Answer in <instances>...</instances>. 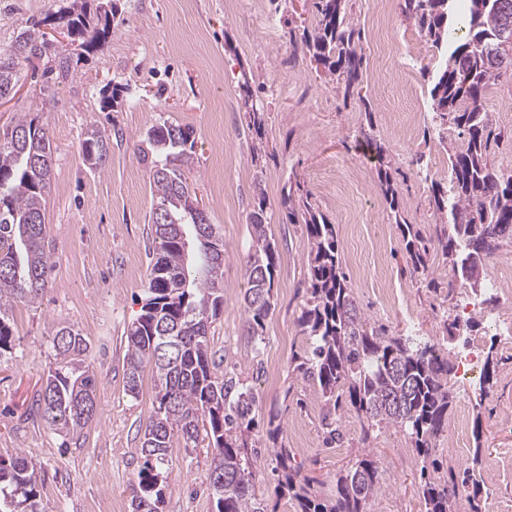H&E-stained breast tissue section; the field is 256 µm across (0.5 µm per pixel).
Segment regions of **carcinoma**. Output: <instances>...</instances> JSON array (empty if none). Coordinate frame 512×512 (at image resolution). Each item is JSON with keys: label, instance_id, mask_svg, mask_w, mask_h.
<instances>
[{"label": "carcinoma", "instance_id": "carcinoma-1", "mask_svg": "<svg viewBox=\"0 0 512 512\" xmlns=\"http://www.w3.org/2000/svg\"><path fill=\"white\" fill-rule=\"evenodd\" d=\"M348 0H312L316 22L300 33L288 32L293 46H302L336 80L343 97L353 95L363 78V32L351 18ZM403 15L414 21L436 50L450 49L431 76L430 100L439 126H452L464 137L448 144L451 178L432 182L436 211L441 215L434 236L425 238L414 224L401 225L405 249L414 271L431 278L428 243L437 244L456 278L480 252L486 265L495 251L512 243V174L489 161L490 115L484 97L489 86L512 81V0H401ZM68 29L70 42L90 53L112 33V12L84 3L52 15ZM47 59L41 94L68 82L74 59L49 47L46 33L35 26L0 52V100L14 96L21 65ZM378 163L380 190L395 218L402 206L394 186L388 149L371 137ZM194 149L192 131L168 121L146 133L137 147L149 168L157 197L149 223L154 249L142 313L127 334V390L139 394L150 371L155 397L142 436V464L131 488L132 512H160L164 503V469L174 435L185 444L207 441L212 451L207 479L217 512H268L256 493L257 456L248 451L245 434L254 425L255 395L229 373L211 370L208 331L224 305V239L193 198L184 170ZM82 151L90 168L105 166L110 136L86 132ZM53 156L50 132L22 112L3 132L0 143V354L13 348V310L34 304L47 291L51 268L44 216ZM288 220L302 224L309 241L310 297L299 318L311 346L298 359L296 371L321 391L323 441L331 447L343 440L342 411L361 425L364 444L375 429L397 428L414 443L422 463L435 452L448 427V411L456 393L448 383L454 369L449 355L436 345L410 336H390L362 314L344 272L336 225L308 201L283 199ZM251 243L244 259L248 288L244 295L247 332L263 336L272 310L276 246L268 235L267 203L258 196L249 215ZM442 341L463 333L458 320H442ZM55 366L38 391L34 405L50 429L78 437L98 408L97 378L87 364L88 346L81 334L61 327L53 338ZM277 488L294 501V512H371L381 489L378 461L367 451L336 475V495L324 499L310 491L308 480L290 465L288 449H275ZM466 495L474 512L480 494L474 467L459 479L429 478L423 484L425 512H455L456 499ZM0 512H43L39 474L22 454L0 456Z\"/></svg>", "mask_w": 512, "mask_h": 512}]
</instances>
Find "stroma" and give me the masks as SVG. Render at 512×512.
Masks as SVG:
<instances>
[{
    "mask_svg": "<svg viewBox=\"0 0 512 512\" xmlns=\"http://www.w3.org/2000/svg\"><path fill=\"white\" fill-rule=\"evenodd\" d=\"M72 0H0V50L22 31ZM112 34L104 47L78 63L55 99L43 104L33 79L41 61L21 67L17 93L0 103V132L28 112L47 126L54 168L45 222L51 265L49 289L37 303L17 307L12 351L0 354V454L21 453L36 464L45 512H130L137 480L141 428L152 408L154 387L143 377L138 396L127 392L126 333L139 316L150 272L148 218L156 202L148 171L134 152L152 126L170 121L194 132L190 182L201 208L224 238V307L209 330L216 375L234 372L256 395L251 441L258 451L256 492L272 512H293L279 496L275 457L266 425L276 417L280 442L292 463L312 480L320 496L336 491V475L371 450L383 491L372 512H424L421 463L402 431L374 432L361 442L359 422L345 412L347 434L325 447L318 387L296 373L294 357L309 348L298 319L308 297L309 243L304 225L289 223L282 205L292 181L338 229L344 270L358 305L372 325L392 336L430 340L442 317L461 316L472 300L469 283L453 280L440 251L430 263L444 282L427 288L414 274L402 233L378 188L372 150L363 139L372 130L391 153L397 189L408 223L432 232L438 220L431 182L449 179L448 156L429 108L430 78L439 54L400 0H349L362 30L364 74L356 95L343 98L326 70L309 53L290 45L287 32L311 26V0H108ZM249 76L263 118L264 150L252 153L239 81ZM490 160L512 165V82L490 86ZM112 134L106 167L85 163L81 143L87 128ZM262 184H255L256 170ZM272 215L268 234L276 245L273 309L261 340L245 331L247 288L242 259L250 243L248 217L258 195ZM506 304L491 314L471 310L468 340L478 345V367L453 371L457 394L448 412L480 419L478 466L482 512L503 499L512 504V357L498 355L493 385L481 414L469 395L483 376L491 339ZM62 326L78 330L90 346L97 376L98 412L77 438L50 430L31 412L55 363L53 336ZM206 443L186 447L176 439L165 472L163 512H216L208 486Z\"/></svg>",
    "mask_w": 512,
    "mask_h": 512,
    "instance_id": "stroma-1",
    "label": "stroma"
}]
</instances>
